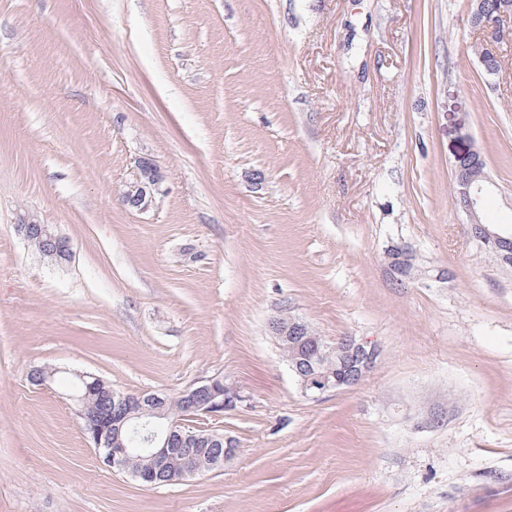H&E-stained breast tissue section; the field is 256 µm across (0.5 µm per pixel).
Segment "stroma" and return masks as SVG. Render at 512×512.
Listing matches in <instances>:
<instances>
[{
    "mask_svg": "<svg viewBox=\"0 0 512 512\" xmlns=\"http://www.w3.org/2000/svg\"><path fill=\"white\" fill-rule=\"evenodd\" d=\"M470 16L0 0V512H512V267L472 240L453 171L479 152L480 220L512 225V41L486 74ZM143 157L162 179L136 211ZM284 307L375 366L303 393L268 334ZM79 372L123 393L223 378L235 456L160 487L105 468ZM19 228L28 243L37 240L48 254L60 255L66 259L70 257L69 242L55 231H51L48 225L22 224Z\"/></svg>",
    "mask_w": 512,
    "mask_h": 512,
    "instance_id": "obj_1",
    "label": "stroma"
}]
</instances>
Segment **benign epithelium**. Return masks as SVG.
Masks as SVG:
<instances>
[{"instance_id":"benign-epithelium-1","label":"benign epithelium","mask_w":512,"mask_h":512,"mask_svg":"<svg viewBox=\"0 0 512 512\" xmlns=\"http://www.w3.org/2000/svg\"><path fill=\"white\" fill-rule=\"evenodd\" d=\"M471 25L478 31L480 42L494 53L496 63H501L494 46V36L502 29V20L508 17L507 6L498 4L491 8L486 0H471ZM477 156L473 151L455 158L454 173L460 187V202L470 217V231L479 245L490 249L500 260L512 263V232L493 231L483 224L478 208L489 184L486 172L467 162ZM139 184L124 196V203L132 210L149 206L150 191L161 180L153 160L138 161ZM27 242L38 241L50 255L70 257L69 242L50 230L46 224L19 225ZM394 269L401 275L412 270V254L406 247L389 251ZM272 336L280 347L291 351V370L298 377L301 389L310 395H321L342 387H351L365 377L378 357L376 345L359 341L352 336L329 343L310 325L290 314L288 308L280 310L271 320ZM336 356V362L323 366L325 359ZM82 393L72 399L88 408L80 413L87 442L99 462L114 472L128 473L144 486H153L159 478L172 483L224 465V460L236 452V443L224 433L199 422L220 418L224 412L242 401L238 389L212 378L190 386L180 393L181 406L176 415L167 409V399L157 393L125 394L117 392L104 380L91 374L78 375ZM141 436L145 445L142 459L147 464L130 468L131 434Z\"/></svg>"}]
</instances>
